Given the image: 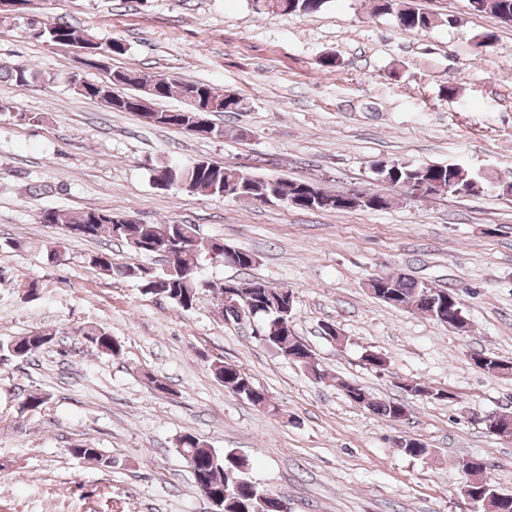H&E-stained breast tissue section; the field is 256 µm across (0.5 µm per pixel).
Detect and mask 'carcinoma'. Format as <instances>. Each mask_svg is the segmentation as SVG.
I'll list each match as a JSON object with an SVG mask.
<instances>
[{
    "label": "carcinoma",
    "mask_w": 512,
    "mask_h": 512,
    "mask_svg": "<svg viewBox=\"0 0 512 512\" xmlns=\"http://www.w3.org/2000/svg\"><path fill=\"white\" fill-rule=\"evenodd\" d=\"M327 0H264L262 8L256 12H281L284 14L319 12ZM478 6L472 10L480 13H491L499 19L512 22V0H476ZM376 10L383 15L393 16L397 24L408 30H424L430 28L435 19L422 11L412 0H376ZM47 38L58 44L84 42V37L67 22H58L45 29ZM0 79H5L17 86H28L47 81V76L30 65L0 66ZM109 85L103 86L95 82L84 81L81 96L93 100H105L109 108L119 112L137 111L136 98L142 96V89L152 87L155 93L151 99L169 98L173 95L184 97L188 88H193L199 100L210 101L221 99L219 105L209 115L231 113L240 109L241 99L233 93H225L201 82H183L164 74L145 75L140 71L127 68L110 71ZM116 86H125L130 92L118 94ZM158 125L169 126L185 131L196 125L197 113L182 109L179 111L158 110L155 113ZM237 172L238 193L243 201L267 202L280 200L296 207H306L311 193L307 182L283 178L258 176L240 168H231L207 160H198L189 165L165 163L154 170L153 181L167 180L176 184L174 190H186L203 196L219 197L224 192V183L228 182L231 172ZM375 173L379 180L392 185H429L432 190H443L449 186L461 188L466 195L473 196L486 192H500L512 195V183H502L484 173H471L454 163L418 164L410 161L391 160L375 165ZM361 201L365 210H383L390 205L389 198L380 193H338L332 192V202L315 203L318 211H346L356 207ZM102 210L85 208L72 212H61L55 209L41 211L39 219L42 224H54L69 235L68 228L83 225L86 231L78 237L99 240L104 236L125 241L139 254L159 255L166 261L165 268L153 272L149 278L142 279L144 294L160 296L176 307L190 311L195 308L199 295L208 290V282L199 279L197 273L187 272L186 268L193 262H199L204 254L211 251L210 242L196 237V230L191 224H170V235L164 237L155 232L156 224H139L132 219L124 223H113V215L100 218ZM96 266L106 274L127 277L136 268L127 265H115L112 256L101 252ZM252 288L248 289L256 309L255 320L263 323L266 329L279 327L281 309L288 304L292 292L283 288H271L263 281H249ZM378 300L406 311H420L433 321L442 323L436 309L429 305L424 285L404 275L387 276ZM83 338L89 345L103 354L118 357L123 346L111 334L102 328H87L82 331ZM55 342V334L48 331H32L26 336L0 342V365L6 362L27 360L34 357L42 349ZM272 348L286 358L290 350L302 351L300 336L290 338L278 335L269 340ZM217 380L235 395L246 399L253 406L263 408L269 405L265 392L256 387L250 377L236 365L217 361L211 365ZM345 391H356L357 400L365 403V407L373 412L391 418L396 415L402 404L394 401L365 400L368 392L361 386H352L347 381L340 382ZM177 451L185 460H192L196 469L204 473L207 482H195L200 492L224 489L223 512H283L287 509L284 499L276 494L264 493L248 476L249 463L231 450H217L200 438L185 434L177 441ZM70 453L80 459L92 460L100 465L112 466V459L104 456L99 449L78 445L70 449ZM485 461L471 465L470 481L475 494L488 498L498 492L499 487L490 479H484L483 466Z\"/></svg>",
    "instance_id": "1"
}]
</instances>
